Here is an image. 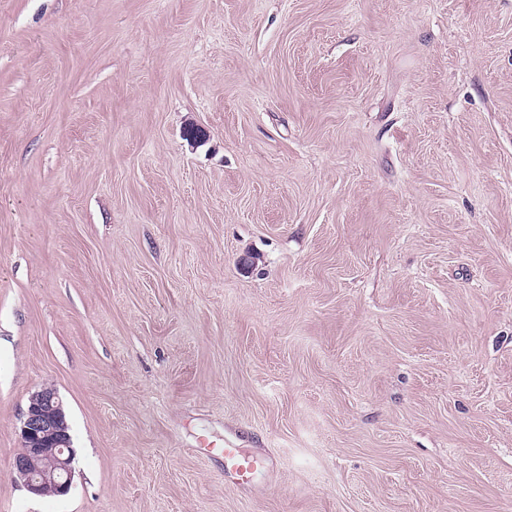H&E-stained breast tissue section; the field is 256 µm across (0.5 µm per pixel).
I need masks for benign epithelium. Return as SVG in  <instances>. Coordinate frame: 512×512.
<instances>
[{
  "label": "benign epithelium",
  "mask_w": 512,
  "mask_h": 512,
  "mask_svg": "<svg viewBox=\"0 0 512 512\" xmlns=\"http://www.w3.org/2000/svg\"><path fill=\"white\" fill-rule=\"evenodd\" d=\"M21 450L13 461V474L37 496L51 489L68 492L73 454L63 402L56 390L43 388L30 399L20 426Z\"/></svg>",
  "instance_id": "obj_1"
}]
</instances>
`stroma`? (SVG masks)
<instances>
[{
    "label": "stroma",
    "mask_w": 512,
    "mask_h": 512,
    "mask_svg": "<svg viewBox=\"0 0 512 512\" xmlns=\"http://www.w3.org/2000/svg\"><path fill=\"white\" fill-rule=\"evenodd\" d=\"M0 512H512V0H0ZM19 434L21 450L13 461L15 478L37 496H43L48 486L56 494L67 493L73 472L71 435L56 390L43 388L30 397ZM224 458V480L236 486L249 488L254 486L256 474L269 466V457L261 452H250L244 448H235L228 443L222 450Z\"/></svg>",
    "instance_id": "obj_1"
}]
</instances>
